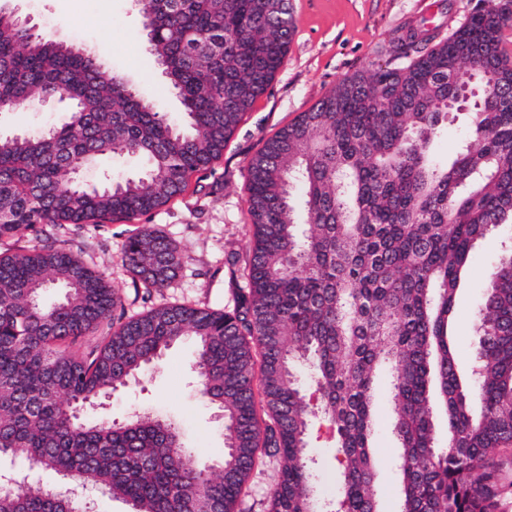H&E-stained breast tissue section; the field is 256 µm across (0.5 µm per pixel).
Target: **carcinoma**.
Returning a JSON list of instances; mask_svg holds the SVG:
<instances>
[{"instance_id": "1", "label": "carcinoma", "mask_w": 512, "mask_h": 512, "mask_svg": "<svg viewBox=\"0 0 512 512\" xmlns=\"http://www.w3.org/2000/svg\"><path fill=\"white\" fill-rule=\"evenodd\" d=\"M150 14V50L171 68L181 123L90 53L0 8V101L11 111L44 96L72 104L47 129L0 136V243L43 224L135 219L182 195L223 155L293 35L291 16L267 22L258 0H150ZM509 27L512 0H479L446 36L412 28L394 37L385 65L341 80L266 140L247 167L251 238L231 310L162 304L129 316L119 289L80 255L0 251V457L96 486L136 512H195L198 487L209 512H238L270 460L267 512H376L374 379L386 369L398 512H496L512 489V249L486 288L471 382L448 329L472 247L512 224V108L472 110L449 165L430 146L448 117V71L491 67L488 100L512 84ZM105 155L146 167L82 185L79 171ZM123 251L148 290L167 287L181 264L155 227ZM52 288L61 297L48 304ZM187 339L200 394L224 414V458L237 459L229 471L186 450L161 415L80 416ZM318 415L333 427L341 476L325 500L310 452ZM13 479L0 512H85L24 473Z\"/></svg>"}]
</instances>
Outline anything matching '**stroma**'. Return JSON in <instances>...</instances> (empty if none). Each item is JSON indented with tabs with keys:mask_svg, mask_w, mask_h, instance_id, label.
Segmentation results:
<instances>
[{
	"mask_svg": "<svg viewBox=\"0 0 512 512\" xmlns=\"http://www.w3.org/2000/svg\"><path fill=\"white\" fill-rule=\"evenodd\" d=\"M476 0H288L295 32L282 68L256 101L211 171L191 177L186 192L167 205L130 222L47 224L42 238L24 235L19 244L37 246L48 240L80 252L91 267L119 288L128 314L169 303H189L215 309L234 305L233 291L243 280L251 231L246 203V168L251 157L278 130L308 111L339 81L384 63L398 29L426 22L441 34L454 30ZM20 10L32 24L50 30L57 39L95 55L108 70L123 76L147 101L182 121L183 108L163 74L142 30L135 0H0V6ZM65 103L51 101L41 110L29 108L0 114V132L30 133L57 122ZM162 230L181 249L182 264L167 288L146 291L132 278L123 243L143 225ZM512 241V224H503L479 240L456 296L453 332L456 359L464 377H471L478 340L476 320L487 279L505 243ZM196 349L185 342L171 348L160 364L145 370L114 392L105 405L115 418L139 409L174 416L185 440L206 461L224 450V431L215 409L198 393L193 370ZM377 400L371 449L378 462V512H397L399 482L393 466L397 441L393 433L395 402L387 373L375 380ZM315 419L312 454L319 463L325 494L337 486L338 467L326 432Z\"/></svg>",
	"mask_w": 512,
	"mask_h": 512,
	"instance_id": "obj_1",
	"label": "stroma"
}]
</instances>
